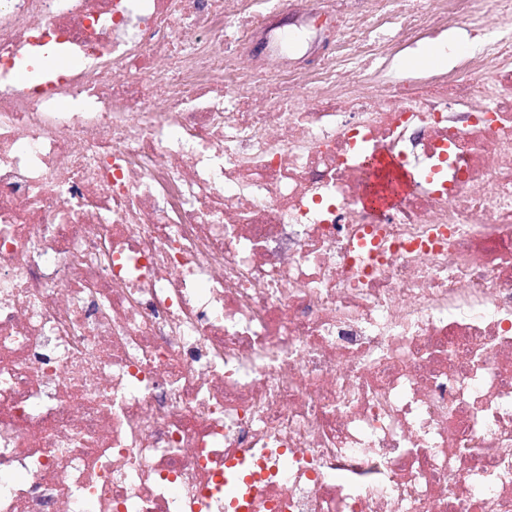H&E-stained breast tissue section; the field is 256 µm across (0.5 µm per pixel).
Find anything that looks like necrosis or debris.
I'll return each mask as SVG.
<instances>
[{
    "label": "necrosis or debris",
    "instance_id": "obj_1",
    "mask_svg": "<svg viewBox=\"0 0 512 512\" xmlns=\"http://www.w3.org/2000/svg\"><path fill=\"white\" fill-rule=\"evenodd\" d=\"M428 2L0 0V512H512V0ZM439 37H453L459 41V46L455 54V61L452 66L447 69H415L422 67L421 64L424 63L426 67L431 68H444L448 65V52L446 51L447 43L442 41H436L427 44L424 46L421 54L416 57H409L402 60L401 64L403 67L413 70H406L399 67L398 62L399 59L412 54L415 49L421 48L423 45L428 43L429 41L439 38ZM439 37H430L425 34H421L419 40L412 46H405L403 43L397 48L399 52L388 60H383V69L384 73L390 80L395 79H408V80H424L432 77H436L442 73L448 72L450 70L455 69L457 66L461 65L469 56H471L475 50L476 46L470 48L469 42L465 40L458 39L456 37H468L465 31L462 30H448L447 33ZM375 171L383 178H388L383 185V194H373L366 198L367 203L373 207H379L383 204V200L387 199L390 195L396 194L404 184L406 187L411 186L416 179L415 175L404 171L399 162L389 155H382L375 162ZM394 175V178L391 176ZM371 200V202L369 201ZM375 201V202H372ZM257 475H249L245 470H235L229 474L224 473V497L230 499L235 512H248L249 502L253 492ZM247 486L246 493H242V485Z\"/></svg>",
    "mask_w": 512,
    "mask_h": 512
}]
</instances>
